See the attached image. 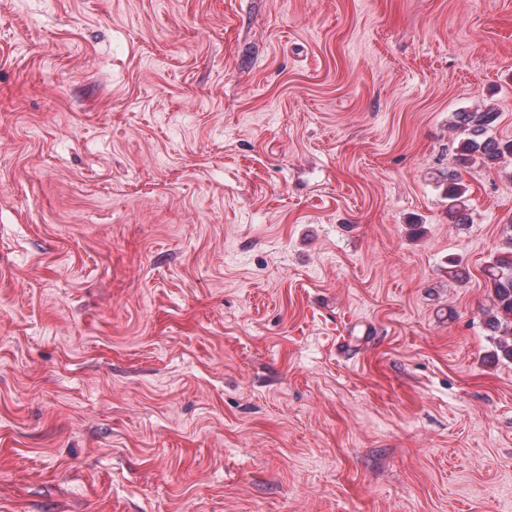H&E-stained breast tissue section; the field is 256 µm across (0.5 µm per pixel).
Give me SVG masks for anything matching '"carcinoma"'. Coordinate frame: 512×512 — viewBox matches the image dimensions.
I'll use <instances>...</instances> for the list:
<instances>
[{
	"label": "carcinoma",
	"instance_id": "cac0c4a2",
	"mask_svg": "<svg viewBox=\"0 0 512 512\" xmlns=\"http://www.w3.org/2000/svg\"><path fill=\"white\" fill-rule=\"evenodd\" d=\"M499 113L492 108L461 110L453 114L452 127L458 132L453 165L440 172L437 180L447 201L449 222L455 226L470 223L467 189L461 183L459 166L476 161L482 165L497 166L512 160V139L493 135ZM505 246L497 249L486 267L490 307L486 312L485 327L493 336L500 337L502 357L512 361V224L506 228Z\"/></svg>",
	"mask_w": 512,
	"mask_h": 512
}]
</instances>
